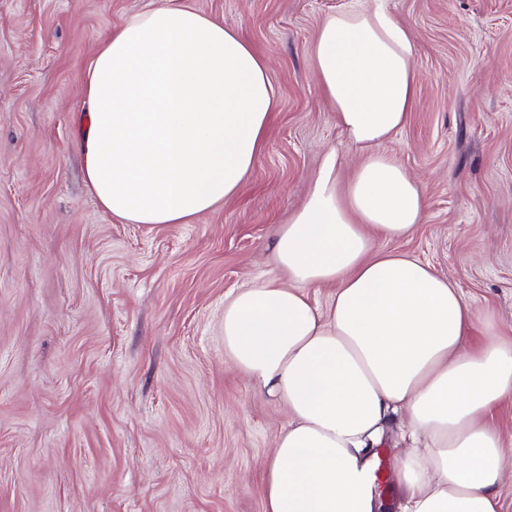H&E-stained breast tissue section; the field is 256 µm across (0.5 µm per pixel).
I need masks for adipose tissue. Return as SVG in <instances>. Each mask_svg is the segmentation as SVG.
I'll return each mask as SVG.
<instances>
[{
  "label": "adipose tissue",
  "instance_id": "1",
  "mask_svg": "<svg viewBox=\"0 0 512 512\" xmlns=\"http://www.w3.org/2000/svg\"><path fill=\"white\" fill-rule=\"evenodd\" d=\"M412 29L350 0L310 48L323 98L356 153L348 181L326 150L274 240L286 281L224 305V350L285 407L264 464V512H376L372 448L400 418L402 512H500L512 448L493 423L512 399V341L417 256L376 248L426 223L417 180L383 146L416 105ZM76 139L102 209L128 224H185L235 196L264 145L278 90L262 54L185 0L113 30L84 76ZM333 285L327 304L310 289ZM480 340L468 342L470 331Z\"/></svg>",
  "mask_w": 512,
  "mask_h": 512
}]
</instances>
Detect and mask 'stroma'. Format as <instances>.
<instances>
[{"label": "stroma", "instance_id": "1", "mask_svg": "<svg viewBox=\"0 0 512 512\" xmlns=\"http://www.w3.org/2000/svg\"><path fill=\"white\" fill-rule=\"evenodd\" d=\"M163 0H0V512H264L284 407L224 351V304L281 278L273 241L323 153L354 152L309 49L345 0H188L269 61L279 103L242 190L186 224L89 193L74 120L112 30ZM413 31L418 104L384 146L428 220L387 249L512 338V0H385ZM393 422L378 512H400Z\"/></svg>", "mask_w": 512, "mask_h": 512}]
</instances>
